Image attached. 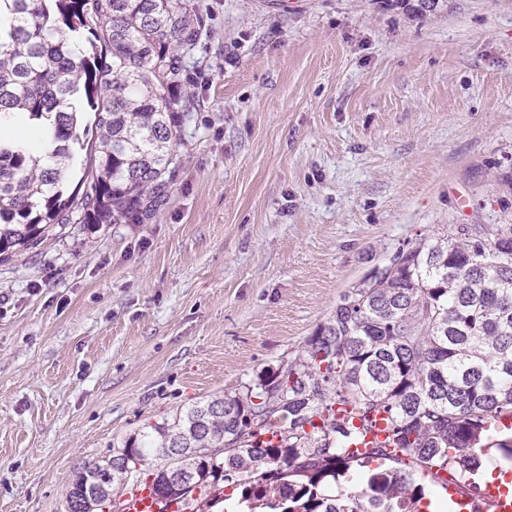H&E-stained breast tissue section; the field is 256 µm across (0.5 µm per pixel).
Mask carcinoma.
<instances>
[{
  "instance_id": "1",
  "label": "carcinoma",
  "mask_w": 512,
  "mask_h": 512,
  "mask_svg": "<svg viewBox=\"0 0 512 512\" xmlns=\"http://www.w3.org/2000/svg\"><path fill=\"white\" fill-rule=\"evenodd\" d=\"M189 0H0V262L70 224H141L164 204L188 118L180 50ZM79 96L97 137L80 180ZM386 273L339 296L278 365L164 418L72 472L67 512H121L149 478L159 503L246 512H363L414 497L408 473L468 478L491 449L512 459V224H449L407 241ZM388 414L386 442L348 454L351 419Z\"/></svg>"
}]
</instances>
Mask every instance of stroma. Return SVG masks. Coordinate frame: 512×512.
<instances>
[{
  "instance_id": "obj_1",
  "label": "stroma",
  "mask_w": 512,
  "mask_h": 512,
  "mask_svg": "<svg viewBox=\"0 0 512 512\" xmlns=\"http://www.w3.org/2000/svg\"><path fill=\"white\" fill-rule=\"evenodd\" d=\"M170 197L0 263V512L275 367L416 235L512 222V0H190Z\"/></svg>"
}]
</instances>
